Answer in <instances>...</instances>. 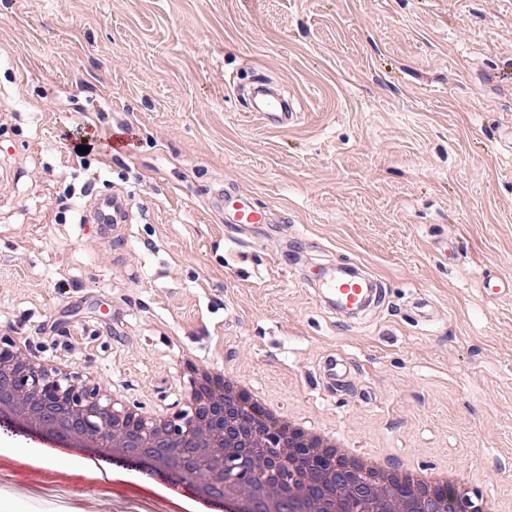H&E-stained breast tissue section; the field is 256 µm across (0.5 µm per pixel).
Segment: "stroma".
Wrapping results in <instances>:
<instances>
[{
  "instance_id": "1",
  "label": "stroma",
  "mask_w": 512,
  "mask_h": 512,
  "mask_svg": "<svg viewBox=\"0 0 512 512\" xmlns=\"http://www.w3.org/2000/svg\"><path fill=\"white\" fill-rule=\"evenodd\" d=\"M262 79L294 125L251 112ZM510 131L512 0H0V324L147 402H175L193 355L358 451L448 461L497 495L512 299L480 277L512 275ZM221 187L273 223L238 238ZM89 191L128 199L132 222L80 224ZM328 262L384 285L358 323L301 282ZM0 491L17 512H135L121 486L6 472Z\"/></svg>"
}]
</instances>
